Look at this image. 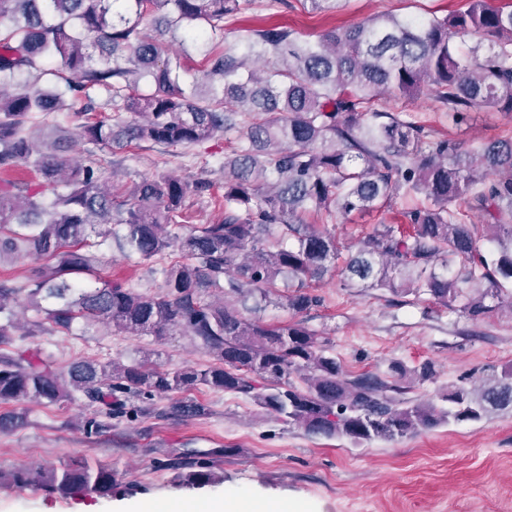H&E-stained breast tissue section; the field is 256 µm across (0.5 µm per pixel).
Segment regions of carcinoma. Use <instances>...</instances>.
Listing matches in <instances>:
<instances>
[{
	"label": "carcinoma",
	"instance_id": "1",
	"mask_svg": "<svg viewBox=\"0 0 512 512\" xmlns=\"http://www.w3.org/2000/svg\"><path fill=\"white\" fill-rule=\"evenodd\" d=\"M253 2L0 0V172L27 167L37 179L0 183V265L49 258L23 288L0 282V344L17 328L21 304L41 316L29 334L68 331L82 319L114 334L189 336L212 357L173 372L148 353L133 365L81 361L64 375L36 353H0V402L53 404L81 393L112 415L125 410L118 393L150 400L203 385L244 397L309 437L355 447L512 408V370L479 389L448 387L446 407L417 402L397 397L398 382L432 380V363H395L390 381L348 377L303 322L259 316L271 303L294 316L320 306L310 283L340 256L325 221L389 208L397 196L422 203L406 224L374 225L338 270L343 286L427 295L470 320L512 300V137L471 151L394 114L426 90L459 123L481 107L512 112V9L472 0L469 10L442 17L380 14L314 44L286 25L249 27L239 31L242 52L224 48V22ZM342 2L301 0L312 12ZM456 38L472 41L467 53L456 51ZM167 41L189 42L202 56L201 77L187 89L178 70L194 58L186 49L174 61L163 57ZM54 58L66 68L57 75L62 91L42 82ZM98 89L112 99L113 115L86 105L77 138L103 150L239 134L224 154V218L175 233L188 183L155 175L120 194L104 186L97 163L74 164L67 141L31 135V126L68 109L65 94L89 101ZM472 209L491 220L495 249L480 247ZM93 234L101 241L90 243ZM109 240L144 261L166 260L157 291L104 275L99 247ZM13 480L103 496L117 485L112 469L87 461L19 470Z\"/></svg>",
	"mask_w": 512,
	"mask_h": 512
}]
</instances>
